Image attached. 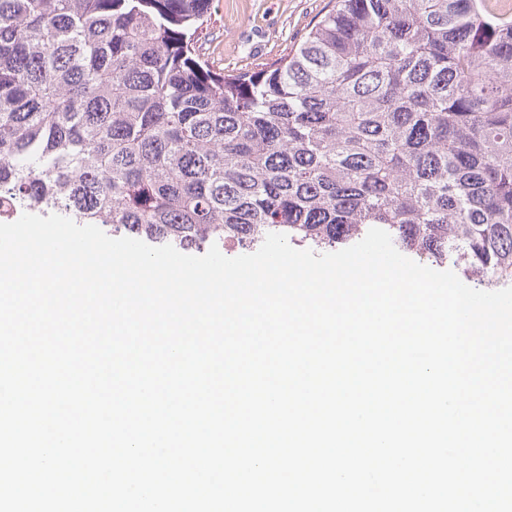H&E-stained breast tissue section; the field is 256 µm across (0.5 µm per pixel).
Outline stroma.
<instances>
[{
	"mask_svg": "<svg viewBox=\"0 0 512 512\" xmlns=\"http://www.w3.org/2000/svg\"><path fill=\"white\" fill-rule=\"evenodd\" d=\"M331 7V0H212L200 54L217 70H258L283 58Z\"/></svg>",
	"mask_w": 512,
	"mask_h": 512,
	"instance_id": "obj_1",
	"label": "stroma"
}]
</instances>
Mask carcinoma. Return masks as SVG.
Wrapping results in <instances>:
<instances>
[{"instance_id":"carcinoma-1","label":"carcinoma","mask_w":512,"mask_h":512,"mask_svg":"<svg viewBox=\"0 0 512 512\" xmlns=\"http://www.w3.org/2000/svg\"><path fill=\"white\" fill-rule=\"evenodd\" d=\"M212 0H0V223L59 214L201 251L373 227L512 279V12L334 0L280 61L213 71Z\"/></svg>"}]
</instances>
